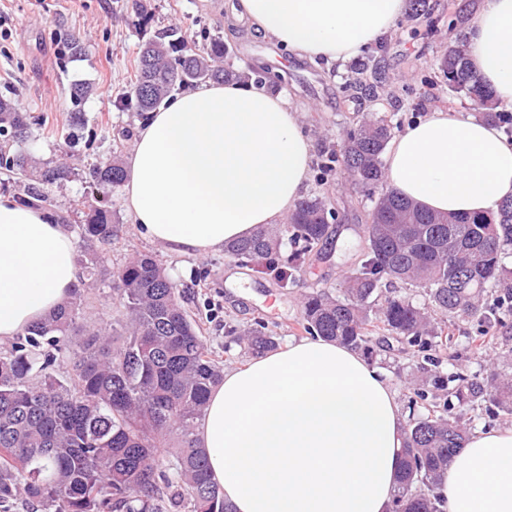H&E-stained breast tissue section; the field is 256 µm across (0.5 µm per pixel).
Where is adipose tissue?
<instances>
[{"mask_svg": "<svg viewBox=\"0 0 512 512\" xmlns=\"http://www.w3.org/2000/svg\"><path fill=\"white\" fill-rule=\"evenodd\" d=\"M405 8L406 0H234L231 16L299 57L339 62ZM467 37L472 66L512 110V0H479ZM313 153L282 92L234 81L190 88L138 123L126 210L148 239L203 257L288 215ZM384 172L425 210L491 215L512 198V139L466 110L431 112L388 143ZM76 284L67 227L0 195V343ZM404 420L387 378L356 349L292 339L225 370L197 438L233 512H390ZM435 492L448 512H512V427L472 435Z\"/></svg>", "mask_w": 512, "mask_h": 512, "instance_id": "1", "label": "adipose tissue"}]
</instances>
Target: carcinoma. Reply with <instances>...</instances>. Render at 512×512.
I'll return each instance as SVG.
<instances>
[{
	"label": "carcinoma",
	"mask_w": 512,
	"mask_h": 512,
	"mask_svg": "<svg viewBox=\"0 0 512 512\" xmlns=\"http://www.w3.org/2000/svg\"><path fill=\"white\" fill-rule=\"evenodd\" d=\"M448 90L464 93L492 121V93L471 70L460 36L439 59ZM254 80L264 74L234 68L224 40L198 47L161 34L145 43L135 64L133 91L122 106L141 114L155 110L175 90L208 81ZM353 83L377 97L378 63L356 70ZM27 114L0 98V170L28 182L23 204L47 201L43 189L71 174L61 159L42 162L13 145L29 136ZM395 127L370 115L350 131L332 160L341 162L352 185L374 198L357 267L343 286L319 290L303 304L304 330L338 341L371 357L381 332L404 342L422 358L405 426L400 484L391 512H447L432 493L452 457L471 436L470 422L454 409L485 407L494 417L512 415V375L490 372L485 381L445 372L437 353L447 345L436 315L448 323L476 320L469 343L479 350L490 336L512 330V199L495 215L446 216L424 210L387 185L383 154ZM99 184L120 186L125 170L116 156L91 168ZM332 212L319 196L306 197L283 224H264L249 237L227 244L225 253L269 271L279 269L284 242L294 250L296 270L332 229ZM112 210L89 204L77 233L84 244L80 264L96 286L109 282L125 309L120 329L85 326L84 298L70 299L0 351V504L22 493L41 512H163L164 492L178 512H232L198 447L196 427L208 395L223 376L214 351L181 305V294L157 257L141 253L103 276L106 254L117 240ZM411 289L383 291L387 283ZM425 299L418 304L413 294ZM251 353L275 346L264 323L243 331ZM65 358L71 370H55ZM175 437L178 451L162 464L158 449Z\"/></svg>",
	"instance_id": "carcinoma-1"
}]
</instances>
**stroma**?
<instances>
[{"instance_id": "obj_1", "label": "stroma", "mask_w": 512, "mask_h": 512, "mask_svg": "<svg viewBox=\"0 0 512 512\" xmlns=\"http://www.w3.org/2000/svg\"><path fill=\"white\" fill-rule=\"evenodd\" d=\"M477 2L428 0L429 18H399L366 47L365 55L376 57L381 66V84L373 99L350 87L349 62L302 58L264 40L249 26L233 24L232 0H0V24L8 31L0 37V96L11 98L30 117L31 136L16 143L17 151L46 162L68 159L72 175L47 188L46 209L70 226L82 221L75 201L95 200L89 186L90 163L115 151L126 156L132 150L141 117L119 109L117 102L132 88L142 43L168 29L191 44L219 37L232 51L238 69L262 72L280 84L314 144L305 193L323 197L334 213L331 238L294 271L293 284L281 285L275 273L240 265L222 251L204 257L173 254L131 224L123 188L105 196L121 228L106 257L107 266L119 267L137 253L156 255L181 290L183 307L198 323L221 367L231 368L250 358L237 341L240 329L263 322L280 345L304 337L303 298L339 287L357 264L372 202L339 166H324L357 120L375 113L404 128L448 107L474 111L469 98L442 86L437 63L449 42L463 32L464 13ZM74 38L83 46L77 56L69 50ZM79 83L90 84L92 92L76 103L71 89ZM77 111L84 124L78 141L71 144L66 135ZM475 330V323L467 319L446 328L447 353L455 357L459 371L471 378L486 377L493 369L511 372L512 341L494 340L486 356L476 357L465 347ZM372 362L385 372L400 404H407L416 374V359L407 345L390 340Z\"/></svg>"}]
</instances>
